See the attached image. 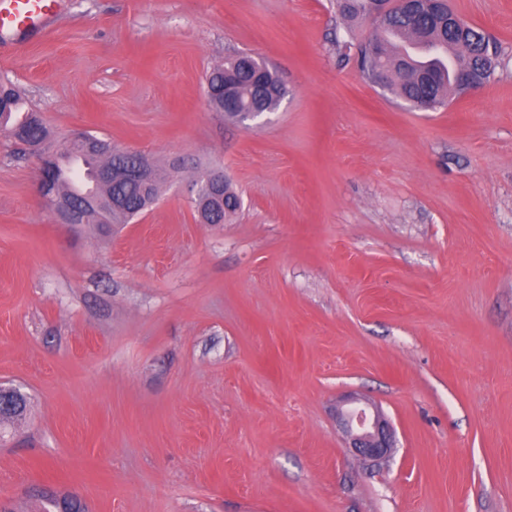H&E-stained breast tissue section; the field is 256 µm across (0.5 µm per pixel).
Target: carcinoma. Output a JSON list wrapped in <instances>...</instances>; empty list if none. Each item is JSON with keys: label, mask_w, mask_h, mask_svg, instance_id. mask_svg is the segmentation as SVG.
Segmentation results:
<instances>
[{"label": "carcinoma", "mask_w": 512, "mask_h": 512, "mask_svg": "<svg viewBox=\"0 0 512 512\" xmlns=\"http://www.w3.org/2000/svg\"><path fill=\"white\" fill-rule=\"evenodd\" d=\"M338 6L345 18H368L375 26L373 42L376 55H369L364 48H359L358 66L362 74L372 80L381 70L396 72L397 76L390 80L388 89L408 104L426 95L431 99L433 110L447 105L459 91L456 72L463 68L480 73L486 82L494 76V71L482 69V59L484 55L497 51L496 45L484 39L476 29L467 41L455 40L443 24L447 5L440 0L428 4L417 16L400 3L393 4L384 13L376 10L375 0H338ZM248 58V54H237L211 69L205 78V91L221 87L224 72L234 71L237 74L235 92L241 108L257 107L263 112H273L285 89L276 71L267 67L263 75L264 92L257 93ZM0 95L7 102L6 108L0 109V132L9 137L19 133L34 156L54 154L60 162L71 154H79L93 162L89 170L91 174L103 167L118 171L132 161L131 156L112 150L108 142L91 152L74 138L65 137L54 144L50 141V130L44 119L15 84L0 82ZM160 181L159 173H154L152 186L147 189L139 182L115 176L110 182L96 181L94 190L77 193L69 188L57 171L54 188L62 199L80 207L81 223L94 224L100 234L109 236L114 227L130 223L158 199ZM240 204L238 194L229 185L221 195L196 205V208L199 214L214 211L217 218L223 220L235 215Z\"/></svg>", "instance_id": "obj_1"}]
</instances>
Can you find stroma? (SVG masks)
<instances>
[{"mask_svg":"<svg viewBox=\"0 0 512 512\" xmlns=\"http://www.w3.org/2000/svg\"><path fill=\"white\" fill-rule=\"evenodd\" d=\"M497 45L483 91L414 110L369 82L336 0H59L0 51L52 134L166 174L112 236L57 224L0 134V512H512V0H449ZM279 75L241 127L204 77ZM223 171L240 210L201 223ZM377 405L364 462L336 407ZM248 58H253L248 54H237L233 58L224 62V65L216 66L207 73L205 81V91L217 89L224 84V72L235 71L237 82L235 92L240 99L241 108L246 111L258 107L262 112H273L277 109L285 89L281 84L276 71L264 65L265 73L263 75L264 92L259 95L256 91L252 74L249 69ZM223 171L210 170L206 173L197 177L193 182V186L196 187L197 199L205 193H217L224 187V183L228 182ZM349 447L365 461L378 462L386 459L394 448V433L384 415L368 406L353 402V406L337 413Z\"/></svg>","mask_w":512,"mask_h":512,"instance_id":"obj_1","label":"stroma"}]
</instances>
